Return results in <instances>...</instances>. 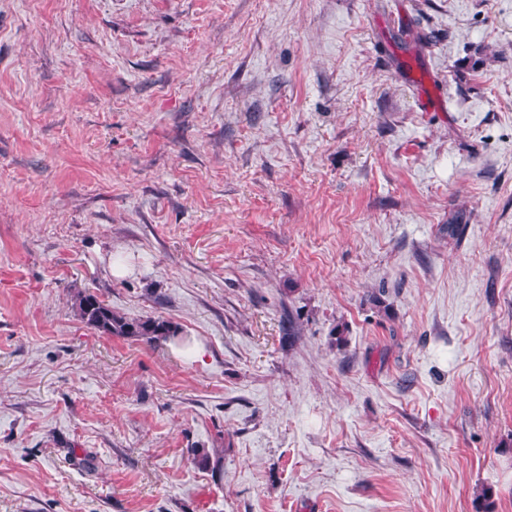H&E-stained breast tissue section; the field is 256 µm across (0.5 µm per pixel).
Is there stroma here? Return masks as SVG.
Wrapping results in <instances>:
<instances>
[{
	"label": "stroma",
	"instance_id": "obj_1",
	"mask_svg": "<svg viewBox=\"0 0 512 512\" xmlns=\"http://www.w3.org/2000/svg\"><path fill=\"white\" fill-rule=\"evenodd\" d=\"M0 512H512V0H0ZM75 307L79 318L90 328L107 336L134 338L153 343L161 338H175L177 328L162 317L129 319L90 291L77 295Z\"/></svg>",
	"mask_w": 512,
	"mask_h": 512
}]
</instances>
